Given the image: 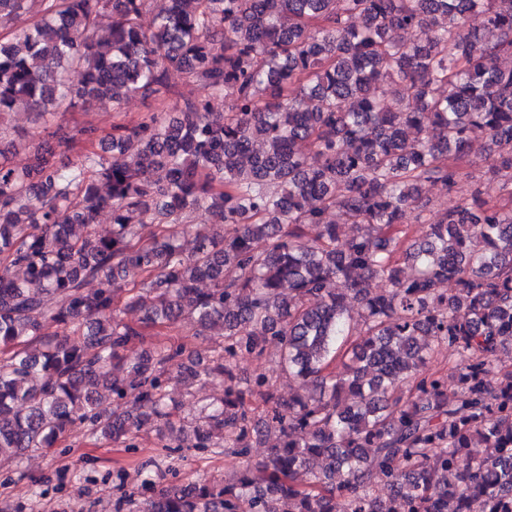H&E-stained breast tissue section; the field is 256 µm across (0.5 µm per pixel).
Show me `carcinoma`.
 I'll list each match as a JSON object with an SVG mask.
<instances>
[{"label":"carcinoma","instance_id":"cac0c4a2","mask_svg":"<svg viewBox=\"0 0 512 512\" xmlns=\"http://www.w3.org/2000/svg\"><path fill=\"white\" fill-rule=\"evenodd\" d=\"M0 26V119L56 137L59 113L156 103L68 136L108 156L38 148L20 168L0 148V460L80 422L126 448L160 437L172 463L138 467V512H512V0H0ZM429 183L458 196L434 217ZM178 327L215 331L201 368L159 339ZM272 340L314 391L241 384ZM204 377L224 397L176 425L169 385ZM188 427L239 459L230 475L164 484ZM255 435L277 443L253 463ZM117 479L114 512H133Z\"/></svg>","mask_w":512,"mask_h":512}]
</instances>
